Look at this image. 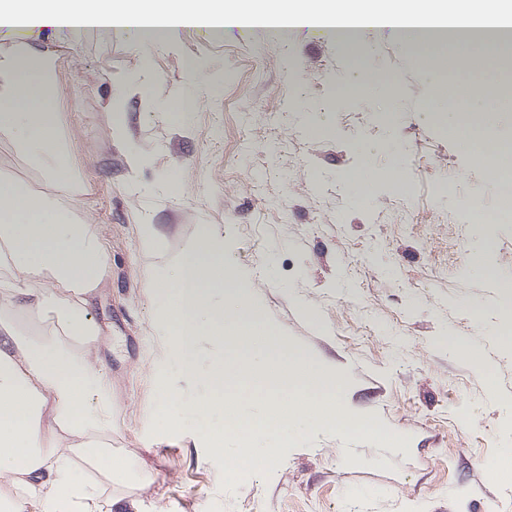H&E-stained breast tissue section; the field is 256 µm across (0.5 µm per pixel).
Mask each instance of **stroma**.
<instances>
[{
    "instance_id": "1",
    "label": "stroma",
    "mask_w": 512,
    "mask_h": 512,
    "mask_svg": "<svg viewBox=\"0 0 512 512\" xmlns=\"http://www.w3.org/2000/svg\"><path fill=\"white\" fill-rule=\"evenodd\" d=\"M361 42L396 78L394 99L358 90L356 56L309 26L0 27L1 52L56 59L53 109L88 188L76 211L110 255L90 310L112 375L109 439L148 476L115 492L143 512H512V348L497 341L512 214L468 131L430 116L441 82L401 32ZM391 167L396 182L349 184ZM0 173L52 191L5 138ZM147 224L169 249L225 234L257 324L286 345L275 363L330 369L342 409L382 435L298 422L256 443L269 464L231 469L205 424L163 397L204 388L166 353L160 323L179 290L152 285L168 269L140 249ZM452 336L496 362L492 377L449 351Z\"/></svg>"
}]
</instances>
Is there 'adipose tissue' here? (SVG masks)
<instances>
[{
	"label": "adipose tissue",
	"instance_id": "ef3b65f1",
	"mask_svg": "<svg viewBox=\"0 0 512 512\" xmlns=\"http://www.w3.org/2000/svg\"><path fill=\"white\" fill-rule=\"evenodd\" d=\"M454 0H345L336 6L303 8L294 0H271L264 7L238 0L225 10L221 0H0V25L31 28H117L150 36L182 23L210 28L270 19L320 26L336 12L368 29L397 26L418 43L417 58L447 71L443 49L422 46L421 20L448 19ZM55 60L20 46L0 57V137L10 139L63 192L49 197L31 192L0 174V512H140L137 501L104 497L106 487L131 476L126 458L105 435L112 429V379L98 356L99 329L89 310L109 269V253L90 224L73 221L72 203L85 193L76 182L55 122L48 81ZM183 291L171 305L164 329L178 337L167 347L188 372L200 371L202 346L220 354L204 372L208 395L182 403L184 411L210 421V448L226 451L238 441L233 459L259 465L248 442L278 431L292 420L311 418L324 427L353 434L381 435L365 415L343 416L332 381L295 358L280 374L287 395L264 392L265 372L251 376L252 401L243 412L224 386L242 379L241 350L224 345V319L232 317L253 346L273 347L269 332L257 327L249 303L236 296L240 277L219 234L204 231L166 256ZM37 316L51 326L32 338L19 328Z\"/></svg>",
	"mask_w": 512,
	"mask_h": 512
}]
</instances>
